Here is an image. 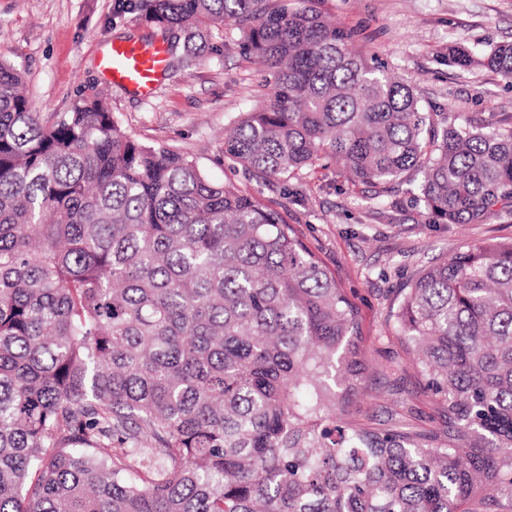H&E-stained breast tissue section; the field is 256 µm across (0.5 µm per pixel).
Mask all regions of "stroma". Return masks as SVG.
<instances>
[{
  "label": "stroma",
  "instance_id": "35a3bbf8",
  "mask_svg": "<svg viewBox=\"0 0 512 512\" xmlns=\"http://www.w3.org/2000/svg\"><path fill=\"white\" fill-rule=\"evenodd\" d=\"M319 8L337 25L358 29L357 49L412 81L426 111L462 127L512 126L511 81L480 66L448 64L454 45L479 54L512 43V0H321ZM150 32L119 12L117 0H0V58L24 71L33 111H67L77 90L103 85L129 136L187 153L213 179L281 211L358 310L370 361L355 406L360 420L440 431L445 418L393 319L399 290L468 245L512 240V205L483 224H443L410 203L408 191L421 180L415 173L385 194L333 162L293 178L252 177L225 157L224 133L263 103L269 67L228 32L190 70L167 72L150 98L107 84L97 65L101 46Z\"/></svg>",
  "mask_w": 512,
  "mask_h": 512
}]
</instances>
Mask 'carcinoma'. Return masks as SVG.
Listing matches in <instances>:
<instances>
[{
	"mask_svg": "<svg viewBox=\"0 0 512 512\" xmlns=\"http://www.w3.org/2000/svg\"><path fill=\"white\" fill-rule=\"evenodd\" d=\"M320 0H124L168 64L227 24L273 69L224 153L258 178L321 159L421 174L444 224L512 202V127L438 126ZM448 65L512 81V44ZM0 59V512H512V241L404 289L396 321L445 417L378 428L358 313L283 215L130 137L97 84L31 110Z\"/></svg>",
	"mask_w": 512,
	"mask_h": 512,
	"instance_id": "1",
	"label": "carcinoma"
}]
</instances>
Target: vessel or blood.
I'll use <instances>...</instances> for the list:
<instances>
[{
    "label": "vessel or blood",
    "instance_id": "b4317fda",
    "mask_svg": "<svg viewBox=\"0 0 512 512\" xmlns=\"http://www.w3.org/2000/svg\"><path fill=\"white\" fill-rule=\"evenodd\" d=\"M166 62V48L158 42H113L98 57V66L112 85L142 98L153 94Z\"/></svg>",
    "mask_w": 512,
    "mask_h": 512
}]
</instances>
